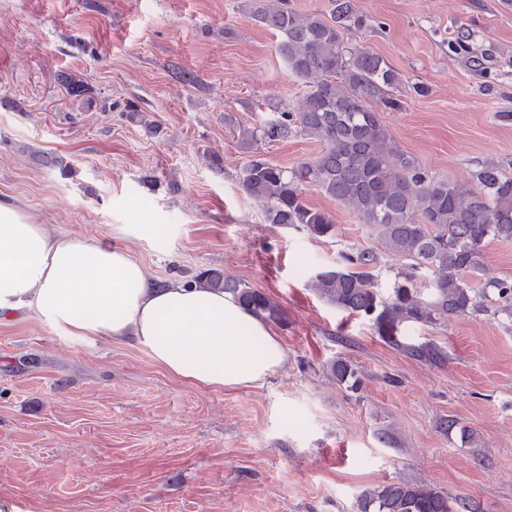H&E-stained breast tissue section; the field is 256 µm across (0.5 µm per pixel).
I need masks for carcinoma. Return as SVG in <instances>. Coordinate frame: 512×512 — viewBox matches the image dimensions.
Returning a JSON list of instances; mask_svg holds the SVG:
<instances>
[{
    "label": "carcinoma",
    "instance_id": "carcinoma-1",
    "mask_svg": "<svg viewBox=\"0 0 512 512\" xmlns=\"http://www.w3.org/2000/svg\"><path fill=\"white\" fill-rule=\"evenodd\" d=\"M330 18L299 13L285 0H248L251 17L280 36L278 54L310 90L297 112L247 129L242 144L292 133L321 143L316 156L291 170L253 157L243 168L241 190L264 208L275 226H294L315 237L335 229L332 216L307 204L315 190L349 208L372 228L384 250L412 261L410 273H399L384 295L378 288L381 251L355 248L340 262L317 270L309 283L326 304L373 317L377 331L397 342L406 323L436 324L453 317L488 311L490 297L512 318V281L472 278L481 272L482 248L493 241L512 243V178L494 163L474 174L480 190L445 177L429 178L416 160L395 145L373 107L397 110L393 95L398 74L378 55L344 41V32L368 27L356 0H331ZM72 97H86L91 88L61 77ZM431 273L427 293L414 281L415 272ZM194 282L231 295L247 311L281 322L284 312L267 294L219 268L199 272ZM407 353L424 362L443 357L434 344L407 345ZM464 496L424 482L398 481L364 490L359 512H467Z\"/></svg>",
    "mask_w": 512,
    "mask_h": 512
}]
</instances>
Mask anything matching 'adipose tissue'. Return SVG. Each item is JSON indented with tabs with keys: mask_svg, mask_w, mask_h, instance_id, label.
Segmentation results:
<instances>
[{
	"mask_svg": "<svg viewBox=\"0 0 512 512\" xmlns=\"http://www.w3.org/2000/svg\"><path fill=\"white\" fill-rule=\"evenodd\" d=\"M17 318L71 338L133 337L156 365L208 388L264 381L286 359L267 322L232 296L151 283L124 248L49 234L0 200V322Z\"/></svg>",
	"mask_w": 512,
	"mask_h": 512,
	"instance_id": "adipose-tissue-1",
	"label": "adipose tissue"
}]
</instances>
